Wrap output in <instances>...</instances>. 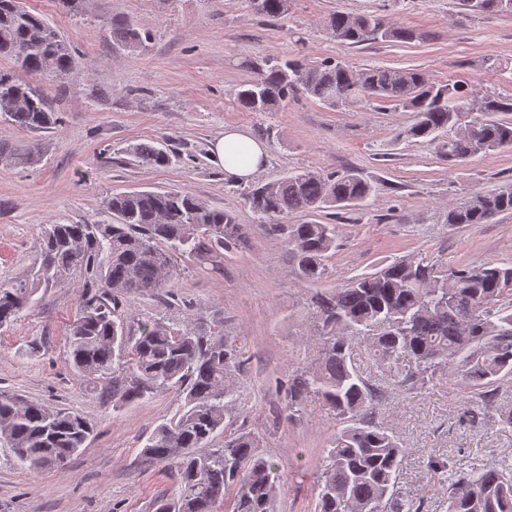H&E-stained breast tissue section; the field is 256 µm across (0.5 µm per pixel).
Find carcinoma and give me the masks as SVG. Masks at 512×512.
<instances>
[{"instance_id": "carcinoma-1", "label": "carcinoma", "mask_w": 512, "mask_h": 512, "mask_svg": "<svg viewBox=\"0 0 512 512\" xmlns=\"http://www.w3.org/2000/svg\"><path fill=\"white\" fill-rule=\"evenodd\" d=\"M475 13H512V0H461ZM270 19L288 13V0H245ZM370 14L332 13L328 27L345 44L411 40L405 28L387 26ZM151 32L127 18L112 19V45L137 48ZM0 121L32 133L52 128L58 117L41 89L23 78L38 73L60 79L74 66L71 44L22 0H0ZM259 76L236 92L246 112H276L301 92L325 105L366 98L412 114L396 129L407 141L430 142L451 165L478 154L512 148V96H475L464 81L431 82L416 69L373 67L359 73L325 59L267 61ZM487 119L466 120L470 112ZM138 162L166 167L172 153L150 143L129 148ZM0 157L19 164L40 162L34 144L17 154L0 144ZM379 185L353 169L332 174L317 170L259 181L245 193L262 229L283 239L289 273L300 284L326 274L336 250V225L319 222L268 224L294 212L363 207ZM465 208L448 207L449 224H483L487 212L512 211V185L475 192ZM99 224H45L34 266L20 280L0 283V328L11 325L33 304L38 288L62 284V273L84 271L88 287L79 317L67 336L68 363L79 378L112 377L116 407L157 393L173 395L177 412L158 424L141 451L151 463L176 472L171 496L154 512H275L282 473L260 451L262 441L238 422L242 347L224 332V312L192 317L182 325L162 319L125 321L116 314L122 298L157 295L187 259L213 268L224 251L248 235L229 210L215 209L182 191H134L106 201ZM313 331L318 358L288 375V409L297 411L310 396L336 419L326 454L313 463L315 512H421L404 497L396 480L407 454L399 437L376 421L382 390L351 361L364 343L382 377L398 391L412 392L451 380L461 389L481 390L480 402L466 403L462 422L478 429L490 421L512 429V262L445 268L422 256L389 265L315 296ZM93 424L77 411L49 407L0 393V449L15 468L58 467L86 446ZM220 447H213L216 438ZM431 477L448 480L445 512H512V463L494 464L476 475L448 474V461L428 462Z\"/></svg>"}]
</instances>
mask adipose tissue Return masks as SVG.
<instances>
[{
  "instance_id": "adipose-tissue-1",
  "label": "adipose tissue",
  "mask_w": 512,
  "mask_h": 512,
  "mask_svg": "<svg viewBox=\"0 0 512 512\" xmlns=\"http://www.w3.org/2000/svg\"><path fill=\"white\" fill-rule=\"evenodd\" d=\"M211 153L215 162L223 167L226 179L247 181L262 171L267 148L246 131L228 127L213 142Z\"/></svg>"
}]
</instances>
